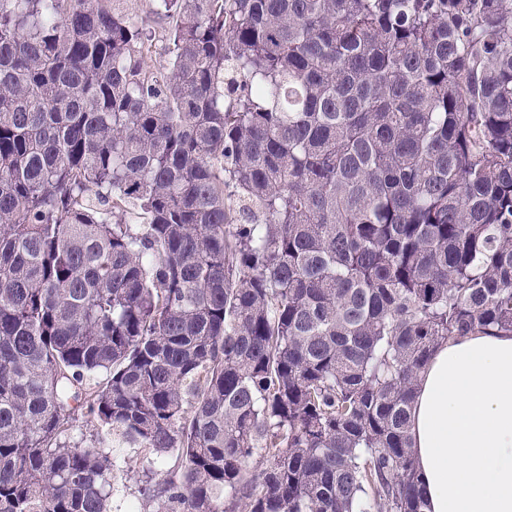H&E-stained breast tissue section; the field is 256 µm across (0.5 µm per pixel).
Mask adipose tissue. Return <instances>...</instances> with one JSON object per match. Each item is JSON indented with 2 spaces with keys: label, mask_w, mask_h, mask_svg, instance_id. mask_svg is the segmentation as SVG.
<instances>
[{
  "label": "adipose tissue",
  "mask_w": 512,
  "mask_h": 512,
  "mask_svg": "<svg viewBox=\"0 0 512 512\" xmlns=\"http://www.w3.org/2000/svg\"><path fill=\"white\" fill-rule=\"evenodd\" d=\"M410 436L426 512H512V334L440 344L420 375Z\"/></svg>",
  "instance_id": "1"
}]
</instances>
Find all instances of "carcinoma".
Segmentation results:
<instances>
[{
	"label": "carcinoma",
	"mask_w": 512,
	"mask_h": 512,
	"mask_svg": "<svg viewBox=\"0 0 512 512\" xmlns=\"http://www.w3.org/2000/svg\"><path fill=\"white\" fill-rule=\"evenodd\" d=\"M159 2L162 67L0 0V512H109L81 411L142 512H424L419 373L512 332V0ZM104 447L106 452L120 460L123 469L128 470L129 473V477L119 478L114 486L112 512H129L132 506L140 510L142 506L136 480L142 468L147 466L148 455H145L142 448H130L127 445L122 448Z\"/></svg>",
	"instance_id": "1"
}]
</instances>
